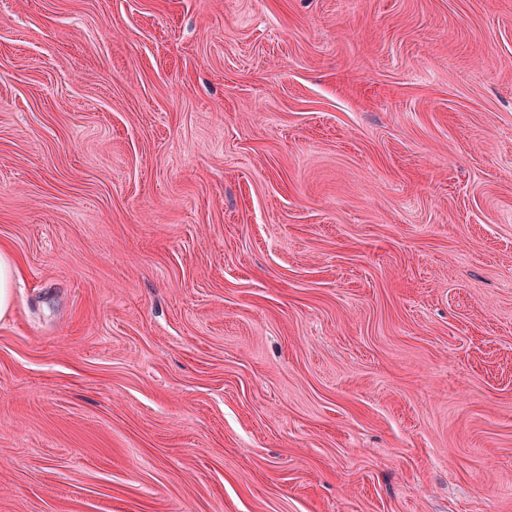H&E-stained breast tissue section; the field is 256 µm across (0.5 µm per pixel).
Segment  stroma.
I'll list each match as a JSON object with an SVG mask.
<instances>
[{"label": "stroma", "instance_id": "obj_1", "mask_svg": "<svg viewBox=\"0 0 512 512\" xmlns=\"http://www.w3.org/2000/svg\"><path fill=\"white\" fill-rule=\"evenodd\" d=\"M0 512H512V0H0ZM19 276V268L8 250L0 249V317L10 309L12 288Z\"/></svg>", "mask_w": 512, "mask_h": 512}]
</instances>
